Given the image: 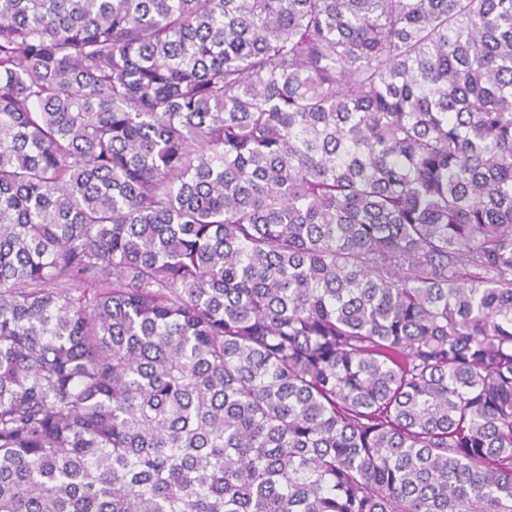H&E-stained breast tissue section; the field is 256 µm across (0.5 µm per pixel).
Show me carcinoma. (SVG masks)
I'll use <instances>...</instances> for the list:
<instances>
[{
    "mask_svg": "<svg viewBox=\"0 0 512 512\" xmlns=\"http://www.w3.org/2000/svg\"><path fill=\"white\" fill-rule=\"evenodd\" d=\"M0 512H512V0H0Z\"/></svg>",
    "mask_w": 512,
    "mask_h": 512,
    "instance_id": "obj_1",
    "label": "carcinoma"
}]
</instances>
